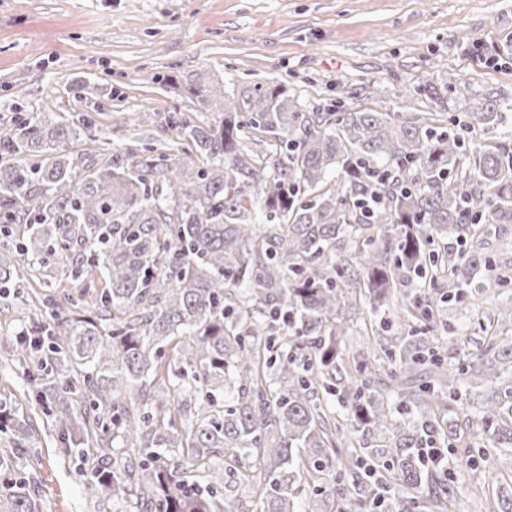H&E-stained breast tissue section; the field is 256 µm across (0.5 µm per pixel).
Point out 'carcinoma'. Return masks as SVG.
Here are the masks:
<instances>
[{"label": "carcinoma", "instance_id": "carcinoma-1", "mask_svg": "<svg viewBox=\"0 0 512 512\" xmlns=\"http://www.w3.org/2000/svg\"><path fill=\"white\" fill-rule=\"evenodd\" d=\"M187 90L219 117L168 113L160 147L103 141L85 112H16L0 127V305L30 304L34 282L46 316L11 360L41 372L36 404L91 462L85 489L134 494L143 512H321L295 492L306 461L327 512H449L454 485L423 449L454 451L463 383L478 453L512 450V336L466 351L442 304L478 274L504 277L477 248L434 245L512 224V142L471 149L433 118L317 112L265 82L199 75ZM507 112L489 92L469 118L489 130ZM58 273L104 287L59 288ZM364 302L382 327L392 315L412 327L350 371L341 343ZM34 415L0 393L13 445L0 448V512H41L13 452ZM374 431L385 444L355 446ZM228 476L253 496L221 497Z\"/></svg>", "mask_w": 512, "mask_h": 512}]
</instances>
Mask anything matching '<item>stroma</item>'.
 <instances>
[{"instance_id":"35a3bbf8","label":"stroma","mask_w":512,"mask_h":512,"mask_svg":"<svg viewBox=\"0 0 512 512\" xmlns=\"http://www.w3.org/2000/svg\"><path fill=\"white\" fill-rule=\"evenodd\" d=\"M508 33L512 0H0V116L95 112L113 145L151 143L157 128L135 125L139 112L206 117L185 89L201 73L224 84L274 81L320 109L339 102L393 114L433 111L414 90L428 77L448 86L445 114L464 123L459 81L512 100V59L493 66L473 50ZM481 249L505 287L473 290L443 310L449 325H466L472 352L486 339L490 308L512 301V224ZM34 426L20 462L42 512H95L78 453H64L50 418ZM451 472L455 512L512 494L511 451Z\"/></svg>"}]
</instances>
